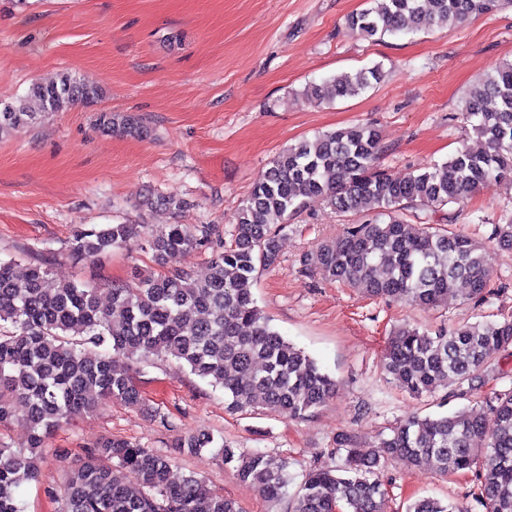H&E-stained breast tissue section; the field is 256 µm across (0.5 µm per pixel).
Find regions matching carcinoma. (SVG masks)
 <instances>
[{"mask_svg":"<svg viewBox=\"0 0 512 512\" xmlns=\"http://www.w3.org/2000/svg\"><path fill=\"white\" fill-rule=\"evenodd\" d=\"M350 15L347 29L365 38L413 33L492 13L512 0H374ZM384 79L378 65L343 73L306 89L317 103L355 97ZM101 89L64 73L56 81L32 83L27 94L0 103V136L33 126L44 111L90 105ZM491 100L493 108L487 107ZM462 119L484 150L456 148L448 160L423 172L395 177L381 167L379 129L351 125L303 139L279 153L257 179L235 217L231 239L214 251L208 275L187 270L142 277L131 286L109 285L110 302L99 288L81 281L53 282L45 254L31 251L24 274L14 261L0 260V424L22 420L29 451L0 442V512H22L19 488L38 480L36 449L54 430L107 401L143 405L121 358H173L191 374L224 391L232 414L262 410L303 418L336 393V381L304 350L285 339L262 315L252 294L256 272L279 259L288 216L305 201L321 197L340 213L376 211L375 217L344 225L342 234L319 244L303 265L369 298L421 310L448 303L457 285L463 299L485 304L495 296L491 248L448 223L409 224L407 210L425 216L482 192L512 189V62L494 66L465 96ZM105 133L145 137L139 118L100 112ZM141 224L92 226L68 242L76 260L96 259L144 234ZM208 224H168L151 235L155 260L166 265L181 253L211 243ZM489 239L512 249V211L494 225ZM512 349V316L497 321L440 328L395 329L382 369L415 397L447 390L465 398L486 384L492 356ZM180 453L217 448L237 480L287 512H386L385 467L432 466L446 474L470 473L471 496L484 512H512V384L446 415L412 416L382 436L369 453L356 436L341 432L331 453L346 451L343 465L309 467L294 494L288 493L290 462L244 451L199 431L175 439ZM138 476L131 490L125 472ZM47 493L60 512H241L237 501L189 474L171 479V459L125 438H106L85 450L62 486ZM407 512H468L433 497L414 500Z\"/></svg>","mask_w":512,"mask_h":512,"instance_id":"1","label":"carcinoma"}]
</instances>
